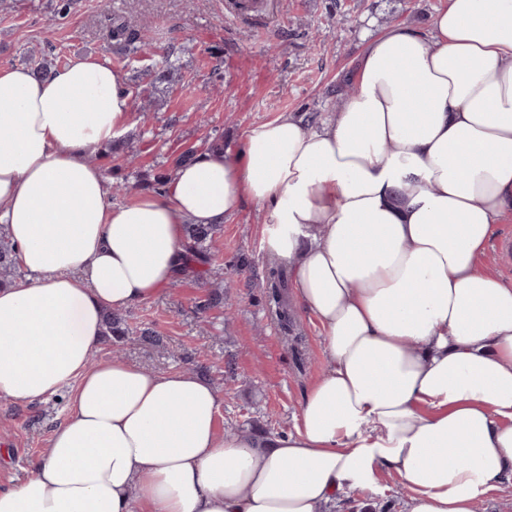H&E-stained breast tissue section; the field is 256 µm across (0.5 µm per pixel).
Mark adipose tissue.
I'll use <instances>...</instances> for the list:
<instances>
[{"instance_id": "ef3b65f1", "label": "adipose tissue", "mask_w": 512, "mask_h": 512, "mask_svg": "<svg viewBox=\"0 0 512 512\" xmlns=\"http://www.w3.org/2000/svg\"><path fill=\"white\" fill-rule=\"evenodd\" d=\"M129 112L107 55L0 68V224L25 272L0 288V396L73 388L0 512H325L382 470L404 512H475L512 480V285L481 267L512 219V0H448L424 35L384 28L319 126L282 113L116 205L88 156ZM248 202L328 358L280 437L219 434L194 370L90 362L108 311L174 280L186 225Z\"/></svg>"}]
</instances>
